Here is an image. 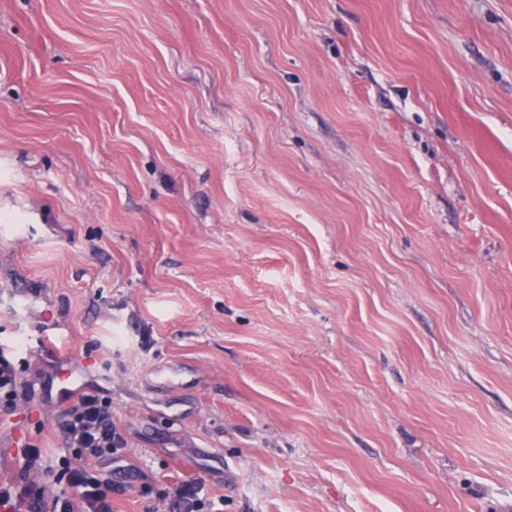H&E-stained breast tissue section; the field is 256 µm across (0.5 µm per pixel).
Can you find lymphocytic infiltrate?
I'll return each instance as SVG.
<instances>
[{"mask_svg": "<svg viewBox=\"0 0 512 512\" xmlns=\"http://www.w3.org/2000/svg\"><path fill=\"white\" fill-rule=\"evenodd\" d=\"M33 383L24 379L9 344L0 343V411L10 414ZM55 435L65 453L58 459L65 483L49 487L20 479L0 483V512H112L111 476L91 473L92 459L121 461L126 440L112 420V402L83 391L61 412Z\"/></svg>", "mask_w": 512, "mask_h": 512, "instance_id": "1", "label": "lymphocytic infiltrate"}]
</instances>
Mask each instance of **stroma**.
Wrapping results in <instances>:
<instances>
[{"mask_svg": "<svg viewBox=\"0 0 512 512\" xmlns=\"http://www.w3.org/2000/svg\"><path fill=\"white\" fill-rule=\"evenodd\" d=\"M0 336V482L96 389L114 512H512V0H0ZM33 380L24 379L17 368L12 348L0 343V411L12 414L29 397ZM175 505L184 512H217L212 510L214 501L206 498L204 484L198 479H192L178 485L175 489Z\"/></svg>", "mask_w": 512, "mask_h": 512, "instance_id": "stroma-1", "label": "stroma"}]
</instances>
